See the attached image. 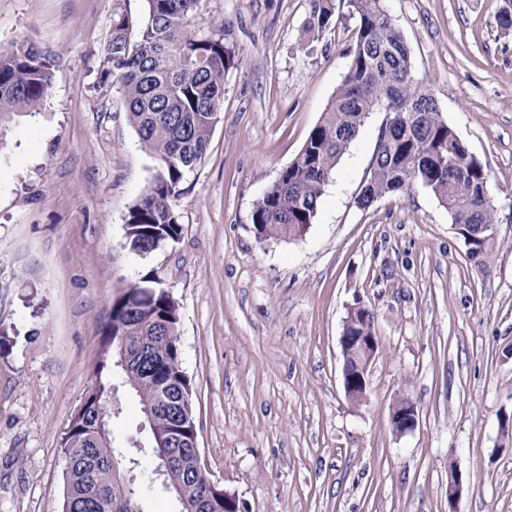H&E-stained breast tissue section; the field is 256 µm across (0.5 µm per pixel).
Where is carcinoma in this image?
<instances>
[{"label":"carcinoma","instance_id":"cac0c4a2","mask_svg":"<svg viewBox=\"0 0 512 512\" xmlns=\"http://www.w3.org/2000/svg\"><path fill=\"white\" fill-rule=\"evenodd\" d=\"M147 20L130 37L126 15L114 10L107 44L111 73L118 76L129 121L159 170L126 216L124 247L149 255L158 244L179 239L175 210L183 183L206 154L224 97L230 63L229 32L209 27L199 33V0H146ZM356 20L347 71L336 94L311 130L303 148L251 212L261 241L296 240L318 213L333 170L365 121L385 114L373 150L370 177L356 206L418 185L444 207L472 256L482 254L497 223L487 199V172L443 118L431 89L413 72L409 47L387 14L383 0H346ZM336 0H310L306 33L321 35L338 22ZM55 60L35 45L20 43L0 54V120L41 105ZM179 304L164 288L144 279L112 304V321L102 339L84 404L72 415L61 453L65 460L63 512H132L154 483L130 485L113 473L112 459L125 454L113 446L98 418L112 410L110 389L120 343L138 354L125 388L141 412L174 406L173 423L186 426L180 445L167 448L165 421L157 424L164 447L151 437L154 460L169 457L162 487L174 493L181 512H235V499L210 491L211 479L196 454L191 381L179 344Z\"/></svg>","mask_w":512,"mask_h":512}]
</instances>
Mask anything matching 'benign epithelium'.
Listing matches in <instances>:
<instances>
[{
	"label": "benign epithelium",
	"mask_w": 512,
	"mask_h": 512,
	"mask_svg": "<svg viewBox=\"0 0 512 512\" xmlns=\"http://www.w3.org/2000/svg\"><path fill=\"white\" fill-rule=\"evenodd\" d=\"M365 308L366 305L359 298L348 306L340 337L344 390L347 398L355 404L362 403L367 396V373L378 350L377 336H359L353 331L357 314ZM391 423L394 431L398 434L414 429L418 423V411L415 403L408 398L396 400L391 407ZM462 491L461 474L456 470L449 473V512H456L455 504L461 497Z\"/></svg>",
	"instance_id": "obj_1"
}]
</instances>
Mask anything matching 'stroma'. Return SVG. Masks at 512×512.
<instances>
[{
  "label": "stroma",
  "mask_w": 512,
  "mask_h": 512,
  "mask_svg": "<svg viewBox=\"0 0 512 512\" xmlns=\"http://www.w3.org/2000/svg\"><path fill=\"white\" fill-rule=\"evenodd\" d=\"M503 0H384L415 76L483 163L497 211L470 257L425 189L357 208L382 115L302 238L258 240L252 207L303 148L349 62L353 19L313 39L309 0H199L230 32L220 119L176 204V242L138 256L125 218L158 172L105 77L112 12L146 0H0V50L56 60L41 106L0 121V512H62L61 442L113 301L149 278L180 305L202 461L242 512H512V32ZM362 299L379 339L368 398L344 391L340 336ZM411 399L418 424L393 431ZM116 446L150 439L120 393ZM391 423L397 434L414 429L418 423L417 406L409 398L396 400L391 407Z\"/></svg>",
  "instance_id": "1"
}]
</instances>
